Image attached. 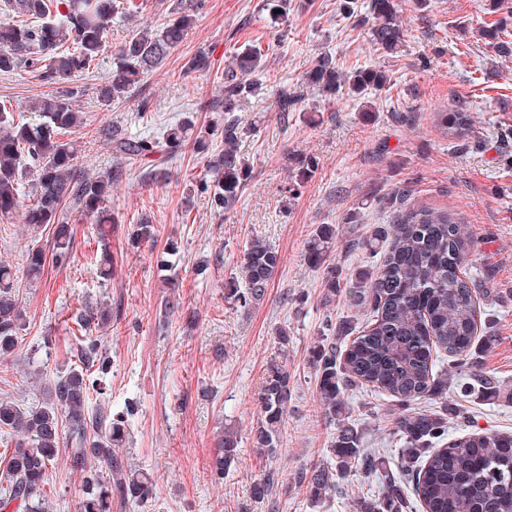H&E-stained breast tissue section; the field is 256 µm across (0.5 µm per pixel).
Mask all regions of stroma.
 I'll list each match as a JSON object with an SVG mask.
<instances>
[{
    "mask_svg": "<svg viewBox=\"0 0 512 512\" xmlns=\"http://www.w3.org/2000/svg\"><path fill=\"white\" fill-rule=\"evenodd\" d=\"M263 0H202L183 42L125 100L102 105L97 89L112 70V53L135 26H160L173 17L176 0H141L137 17L112 23L106 50L95 67L71 78L84 123L72 138L76 163L90 176L118 167L95 131L111 122L128 132L160 137L171 125L193 118L196 125L220 120L198 111L217 95L232 53L250 44L268 49L258 78L264 90L244 104L238 117L255 132L241 153L252 173L233 210L214 212L197 185L204 162L183 148L140 166H127L113 182L106 206L116 222L110 237L115 256L110 279H101L97 226L75 202L64 210L74 226L71 259L49 265L37 282L20 280L16 296L25 327L10 357L0 359V399L28 407L46 402L47 389L78 360L87 338L78 327L90 306L107 303L112 319L100 330V348L111 361L91 408L127 412L121 449L127 466L154 483L148 506L113 499L112 512H355V500L375 491V481L346 479L344 495L312 503L293 477L325 463L337 426L328 418L310 364L323 339L326 318L365 322L344 289L329 293L324 269L305 257L320 225L335 239L329 261L337 278L373 270L376 257L354 249L353 240L372 235L389 215L377 202L399 184L410 185L417 204L445 209L462 219L478 243L471 271L491 267L492 296L485 307L492 343L481 353L485 371L499 383L490 400H458L448 435L474 430L512 431V59L490 55L481 30L491 21L488 0H399L403 40L397 53L376 50L366 20L371 0H355V12L339 0H290L287 22L272 19ZM206 52L209 70L189 71ZM332 55L338 68L379 67L391 83L369 99L324 97L308 89L305 76L318 56ZM300 92L294 112L278 110L281 89ZM52 91L36 74L0 75V104L10 111ZM148 100V111L138 104ZM470 113L480 151H462L437 124L442 110ZM310 157L315 169L292 204L282 189L294 158ZM165 179L154 180L155 171ZM150 215L156 245H127L133 224ZM265 239L280 256L264 298L248 307L224 299V284L240 276L246 244ZM179 251L164 253L167 241ZM51 246L50 230L32 236L21 218L0 223V261L22 269L29 245ZM180 302L176 311L168 299ZM285 328L287 344L275 331ZM286 365L288 412L276 451L256 448L261 421L258 395L272 362ZM349 420L362 429L368 447L390 449L395 408L389 397L356 389L345 395ZM236 433L237 459L224 478L211 472L217 435ZM71 446L61 443L49 473V512H80L81 476L70 466ZM278 482L256 502L251 490L268 472Z\"/></svg>",
    "mask_w": 512,
    "mask_h": 512,
    "instance_id": "stroma-1",
    "label": "stroma"
}]
</instances>
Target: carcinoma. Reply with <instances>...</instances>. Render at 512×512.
<instances>
[{"label": "carcinoma", "mask_w": 512, "mask_h": 512, "mask_svg": "<svg viewBox=\"0 0 512 512\" xmlns=\"http://www.w3.org/2000/svg\"><path fill=\"white\" fill-rule=\"evenodd\" d=\"M134 0H0V73L29 68L57 90L34 103L39 113L35 123L15 122L11 112L0 109V221L21 213L22 223L38 230H52V260L68 263L74 229L63 207L76 201L84 216L99 224L102 247L100 274L109 275L113 257L109 225L115 217L104 203L112 181L123 168L101 178L90 177L77 167L78 146L63 136L83 124L76 109L77 92L69 80L98 63L107 43L112 19L130 13ZM177 17L157 27L131 30L112 54V76L98 90L100 101L110 104L123 97L129 86L156 69L184 40L195 21L193 0H182ZM369 28L377 49L392 53L402 43L398 0H371ZM482 35L498 56L512 58V15L502 16L485 27ZM264 53L255 46L236 53L224 67L221 96L202 109L224 113V122L200 128L195 137L192 120L167 129L160 140L132 135L110 123L96 129L121 163H142L159 154H170L186 144L204 160L206 176L200 191L211 207L226 213L233 209L249 177L250 164L239 143L249 133L235 112L257 95L261 83L252 75L263 70ZM307 86L325 96L355 95L380 91L390 75L379 68L345 72L328 55L319 56L306 73ZM438 126L451 141L465 148H480L471 140L465 112H440ZM224 149L213 151L215 139ZM291 174L299 184L315 166L313 158L297 161ZM31 178L30 202H22L21 186ZM413 190L405 185L378 198L390 214L389 224L353 247L383 253L375 271L360 272L344 284L349 300L367 309L369 316L358 325L351 319H328L330 340L312 352L317 391L331 419L343 414L344 395L356 389L371 390L398 403L401 412L392 428L399 446L396 464L376 449L364 447V436L349 421L338 424L331 448L334 462L302 470L297 480L310 499L318 503L328 493H342L341 481L354 473L378 479L381 491L356 500L357 512H512V433L471 432L448 439V408L417 406V401L448 394V379L435 373L461 371V398L491 399L497 381L479 361L491 337L478 332L483 300L488 290L468 274L478 242L463 222L448 210L412 202ZM156 238L155 225L140 218L129 233L134 248ZM335 238L332 227L321 225L308 241L306 255L315 267H325L329 291L336 292V266H325ZM45 250L27 251L24 274L36 281L43 276ZM279 264L273 247L256 238L244 250L242 284H225V297L247 307L264 298ZM16 270L0 262V358L15 350L24 315L12 289L18 284ZM111 319L110 311L92 308L81 326L101 329ZM98 343L91 339L81 358L57 376L49 388V402L21 408L0 401V429L21 434L0 472V512H46L47 474L55 464L63 436L73 446L71 467L86 472L80 512H111L112 498L145 502L153 496L148 476L123 465L116 449L122 446L124 416L104 409L89 412L95 372L106 374L110 365L97 359ZM97 371H92V368ZM288 370L273 363L259 393L263 419L255 431L261 448L274 450L280 426L288 411ZM237 441L230 434L217 439L212 472L222 478L237 458ZM108 470V476L101 469ZM276 481L275 474L253 485L252 496L265 500Z\"/></svg>", "instance_id": "1"}]
</instances>
